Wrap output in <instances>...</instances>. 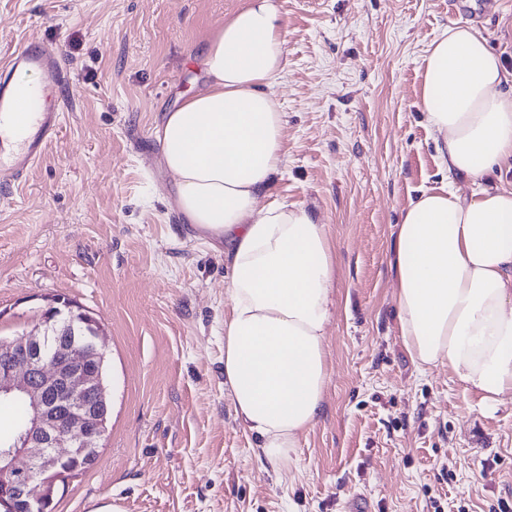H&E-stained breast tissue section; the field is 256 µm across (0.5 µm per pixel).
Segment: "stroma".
Instances as JSON below:
<instances>
[{"label":"stroma","mask_w":512,"mask_h":512,"mask_svg":"<svg viewBox=\"0 0 512 512\" xmlns=\"http://www.w3.org/2000/svg\"><path fill=\"white\" fill-rule=\"evenodd\" d=\"M274 87L284 175L266 199L303 204L336 246L330 381L289 470L258 457L224 391V244L175 205L156 130L203 88L201 51L246 0H0V58L54 49L72 107L43 160L0 192V336L48 295L102 324L111 404L96 462L53 512H502L512 506V402L485 408L448 370L419 371L396 328L401 213L440 185L419 106L421 63L470 23L512 69V0H280Z\"/></svg>","instance_id":"35a3bbf8"}]
</instances>
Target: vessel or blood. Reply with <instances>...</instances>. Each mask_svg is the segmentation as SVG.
Segmentation results:
<instances>
[{"mask_svg":"<svg viewBox=\"0 0 512 512\" xmlns=\"http://www.w3.org/2000/svg\"><path fill=\"white\" fill-rule=\"evenodd\" d=\"M32 73V89L19 82ZM70 76L56 52L36 39L0 59V189L18 184L44 155L70 107Z\"/></svg>","mask_w":512,"mask_h":512,"instance_id":"b4317fda","label":"vessel or blood"}]
</instances>
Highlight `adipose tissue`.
Wrapping results in <instances>:
<instances>
[{
	"label": "adipose tissue",
	"mask_w": 512,
	"mask_h": 512,
	"mask_svg": "<svg viewBox=\"0 0 512 512\" xmlns=\"http://www.w3.org/2000/svg\"><path fill=\"white\" fill-rule=\"evenodd\" d=\"M278 0H247L207 39L206 84L156 132L190 224L224 242V389L275 468L321 415L336 249L306 206L264 203L287 170ZM420 107L440 186L404 209L393 244L397 331L420 369L444 367L488 407L512 398V72L475 26L431 43ZM498 174V184L488 182Z\"/></svg>",
	"instance_id": "obj_1"
}]
</instances>
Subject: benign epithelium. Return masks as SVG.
Listing matches in <instances>:
<instances>
[{"mask_svg": "<svg viewBox=\"0 0 512 512\" xmlns=\"http://www.w3.org/2000/svg\"><path fill=\"white\" fill-rule=\"evenodd\" d=\"M103 336L89 312L52 295L33 327L0 338V403L23 398L31 408L28 425L0 442V512H42L60 476L58 449L100 446L110 412Z\"/></svg>", "mask_w": 512, "mask_h": 512, "instance_id": "1", "label": "benign epithelium"}]
</instances>
